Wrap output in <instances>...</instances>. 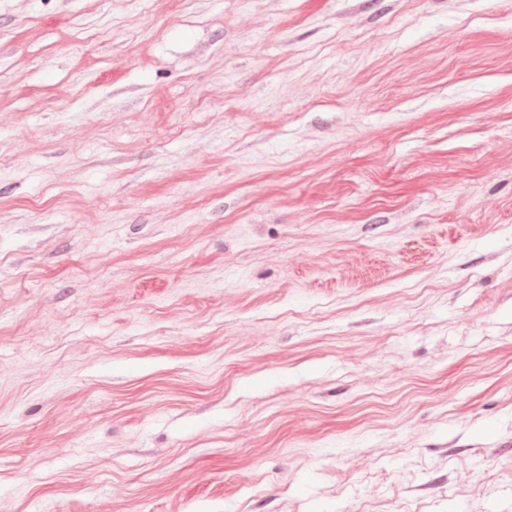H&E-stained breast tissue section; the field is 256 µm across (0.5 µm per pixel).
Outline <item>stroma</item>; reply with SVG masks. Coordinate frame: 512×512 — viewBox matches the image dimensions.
I'll list each match as a JSON object with an SVG mask.
<instances>
[{"label": "stroma", "instance_id": "1", "mask_svg": "<svg viewBox=\"0 0 512 512\" xmlns=\"http://www.w3.org/2000/svg\"><path fill=\"white\" fill-rule=\"evenodd\" d=\"M0 512H512V0H0Z\"/></svg>", "mask_w": 512, "mask_h": 512}]
</instances>
